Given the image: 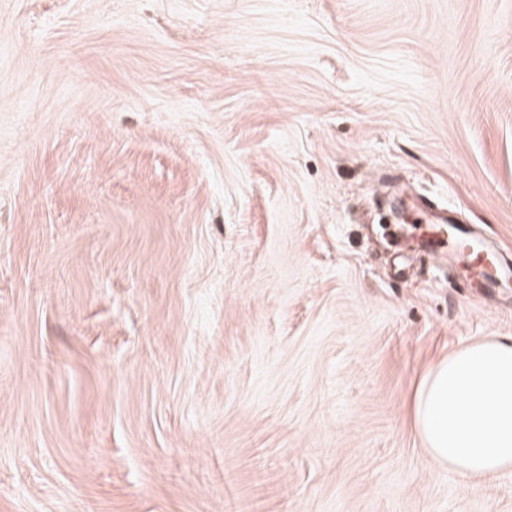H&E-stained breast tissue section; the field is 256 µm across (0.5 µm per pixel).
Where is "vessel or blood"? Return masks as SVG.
Returning <instances> with one entry per match:
<instances>
[{
    "label": "vessel or blood",
    "mask_w": 512,
    "mask_h": 512,
    "mask_svg": "<svg viewBox=\"0 0 512 512\" xmlns=\"http://www.w3.org/2000/svg\"><path fill=\"white\" fill-rule=\"evenodd\" d=\"M424 243L429 252L449 253L466 277L482 288L484 298L500 295L512 285V260L485 244L469 227L449 224L447 232H434Z\"/></svg>",
    "instance_id": "1"
}]
</instances>
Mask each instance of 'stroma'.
I'll use <instances>...</instances> for the list:
<instances>
[{"label": "stroma", "instance_id": "1", "mask_svg": "<svg viewBox=\"0 0 512 512\" xmlns=\"http://www.w3.org/2000/svg\"><path fill=\"white\" fill-rule=\"evenodd\" d=\"M425 212L512 252V0H0V512H512ZM413 428L436 467L477 479L512 466V339L470 344L431 367Z\"/></svg>", "mask_w": 512, "mask_h": 512}]
</instances>
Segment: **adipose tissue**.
<instances>
[{
  "mask_svg": "<svg viewBox=\"0 0 512 512\" xmlns=\"http://www.w3.org/2000/svg\"><path fill=\"white\" fill-rule=\"evenodd\" d=\"M413 428L436 467L477 479L512 466V339L470 344L431 367Z\"/></svg>",
  "mask_w": 512,
  "mask_h": 512,
  "instance_id": "ef3b65f1",
  "label": "adipose tissue"
}]
</instances>
